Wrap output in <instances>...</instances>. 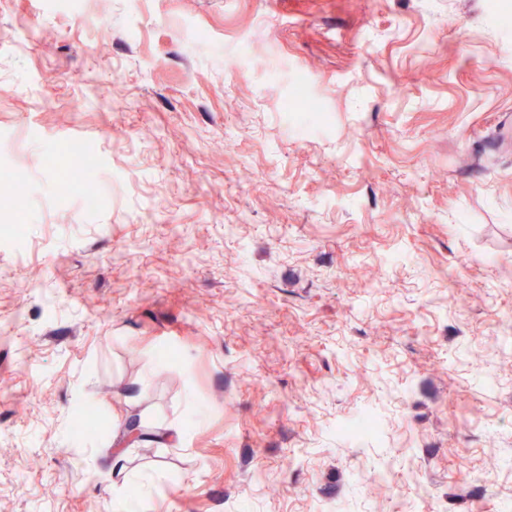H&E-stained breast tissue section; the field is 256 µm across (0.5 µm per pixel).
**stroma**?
I'll return each mask as SVG.
<instances>
[{"label": "stroma", "mask_w": 512, "mask_h": 512, "mask_svg": "<svg viewBox=\"0 0 512 512\" xmlns=\"http://www.w3.org/2000/svg\"><path fill=\"white\" fill-rule=\"evenodd\" d=\"M126 490L512 512V0H0V512Z\"/></svg>", "instance_id": "1"}]
</instances>
